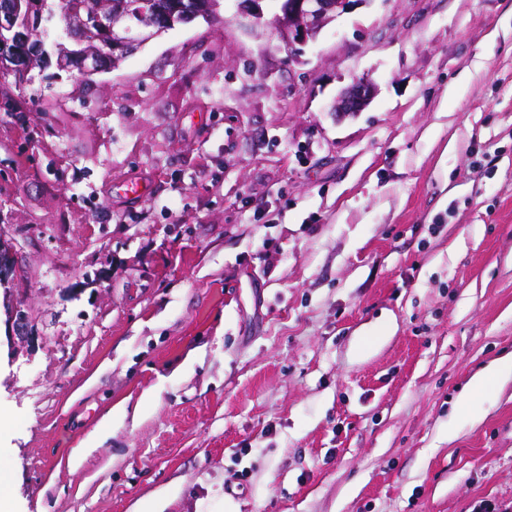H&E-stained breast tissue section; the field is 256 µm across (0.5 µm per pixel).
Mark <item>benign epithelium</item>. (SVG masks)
<instances>
[{
    "instance_id": "1",
    "label": "benign epithelium",
    "mask_w": 512,
    "mask_h": 512,
    "mask_svg": "<svg viewBox=\"0 0 512 512\" xmlns=\"http://www.w3.org/2000/svg\"><path fill=\"white\" fill-rule=\"evenodd\" d=\"M356 0H285L278 26L288 44H304L317 37L320 31L337 16L351 10ZM134 11L112 9V0H90L86 14L63 9L65 31L83 44L91 33H97L98 46L90 51L74 46L59 45L54 53L40 38L42 13L34 9L19 13L16 0H0V77H13L14 86L21 88L32 81L35 62L46 63L55 56L61 71L78 70L92 76L117 64L128 53L162 35L165 28L191 23L198 18L210 21L219 8L218 0H140ZM375 93L374 86L358 81L346 87L336 99L334 110L339 116L362 111ZM13 246L0 237V286L12 266Z\"/></svg>"
}]
</instances>
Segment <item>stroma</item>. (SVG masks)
Listing matches in <instances>:
<instances>
[{"label": "stroma", "instance_id": "stroma-1", "mask_svg": "<svg viewBox=\"0 0 512 512\" xmlns=\"http://www.w3.org/2000/svg\"><path fill=\"white\" fill-rule=\"evenodd\" d=\"M282 2L0 102L13 512H512V0ZM358 0H285L278 26L289 45L314 40L337 16L351 10ZM375 93L374 86L358 81L346 87L336 99L334 110L338 116L361 112L371 101ZM512 374V352L507 354L492 365L475 375L468 388L460 394L455 402L454 410L458 413H469L473 411V396L483 388H487L504 376Z\"/></svg>", "mask_w": 512, "mask_h": 512}]
</instances>
